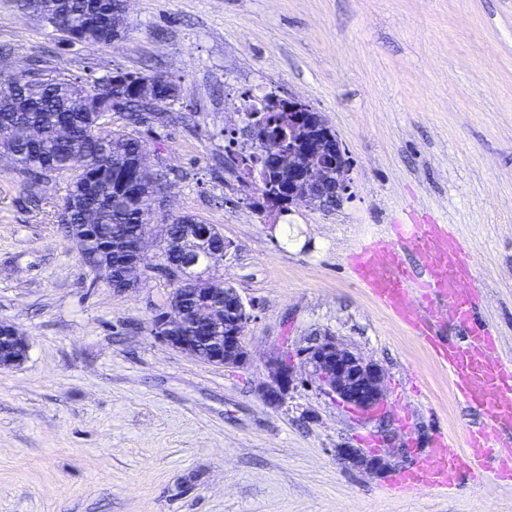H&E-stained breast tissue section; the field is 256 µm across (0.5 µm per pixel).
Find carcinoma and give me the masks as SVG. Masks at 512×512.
<instances>
[{
    "instance_id": "obj_1",
    "label": "carcinoma",
    "mask_w": 512,
    "mask_h": 512,
    "mask_svg": "<svg viewBox=\"0 0 512 512\" xmlns=\"http://www.w3.org/2000/svg\"><path fill=\"white\" fill-rule=\"evenodd\" d=\"M23 7L40 12L41 21L52 31L75 33L84 44L114 45L122 39L121 0H35L33 6L24 0ZM112 78L126 82L123 112L130 125L143 123L148 112L157 119L164 118L182 97L181 84L161 73L115 71ZM141 79L154 82L153 100H143L134 88ZM6 80L16 87V94L0 102V148L10 153L18 174L70 172L73 157H80L95 181L73 174L58 211L74 203L95 213L100 231L83 251L84 263L105 260L110 256L106 250L110 245L119 249L128 246L149 223L151 199L165 192L168 174L158 172L151 187L140 184L136 172L150 160L148 145L124 129L96 123L95 113L82 111L81 102L87 94L95 95L103 109L113 108L112 83L51 70L38 80L21 72L10 74ZM244 109L266 119L272 125L273 137L288 141V113L266 112L264 103L253 99L245 101ZM238 167L246 182L258 189L274 182L272 162L261 151L241 149Z\"/></svg>"
}]
</instances>
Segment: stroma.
Segmentation results:
<instances>
[{"instance_id":"1","label":"stroma","mask_w":512,"mask_h":512,"mask_svg":"<svg viewBox=\"0 0 512 512\" xmlns=\"http://www.w3.org/2000/svg\"><path fill=\"white\" fill-rule=\"evenodd\" d=\"M125 22L114 46H69L0 0V62L161 72L186 88L166 122L133 129L171 180L134 288L108 286L62 233L69 174L28 184L0 158V321L30 344L0 369V512H512V482L491 474L390 490L436 432L463 442L479 415L346 264L396 221L450 225L475 267L477 318L512 361V0H129ZM269 92L305 99L338 134L350 199L285 215L242 200L224 169L225 133L243 127L228 102ZM186 215L222 233L212 274L254 307L249 365L153 335L173 289L160 228ZM325 333L381 365L380 411L349 410L301 366L282 406L261 399L270 354ZM369 435L405 456L385 472L337 460Z\"/></svg>"}]
</instances>
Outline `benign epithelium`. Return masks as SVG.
Returning a JSON list of instances; mask_svg holds the SVG:
<instances>
[{"label":"benign epithelium","mask_w":512,"mask_h":512,"mask_svg":"<svg viewBox=\"0 0 512 512\" xmlns=\"http://www.w3.org/2000/svg\"><path fill=\"white\" fill-rule=\"evenodd\" d=\"M272 111L288 109V151L270 146L271 132L266 120L247 116L244 130L248 142L265 148L272 157L279 195L269 196L272 206L323 207L325 202H341L350 195L351 163L337 134L328 126L320 112L295 96L274 97ZM217 228L213 224H190L181 239L164 237L166 249L181 255L179 266L168 268L183 280L192 276L201 265L224 258L226 245L215 250L211 239ZM147 231H142L133 248L125 250L118 262L123 268L127 286L136 282L134 275L142 262ZM187 294L197 304L186 313L179 295ZM176 292L167 307L153 319V331L162 344L205 362L240 367L249 363L250 352L245 342V328L253 319L237 288L224 281V300L217 298V289L189 288ZM10 340L13 350L0 351V368L18 366L27 359L29 343L11 324L0 323V338ZM310 376L327 395L348 408L363 414L377 411L384 402L385 374L380 365L340 346L330 334L317 339L298 353ZM269 381L260 388V396L271 406L282 405L296 380L295 364L288 356L277 355L268 362ZM337 459L351 466H364L380 471L388 465L385 456L366 454L360 448H338Z\"/></svg>","instance_id":"1"}]
</instances>
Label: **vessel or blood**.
<instances>
[{
	"label": "vessel or blood",
	"instance_id": "1",
	"mask_svg": "<svg viewBox=\"0 0 512 512\" xmlns=\"http://www.w3.org/2000/svg\"><path fill=\"white\" fill-rule=\"evenodd\" d=\"M348 266L382 306L432 347L448 369L457 401L482 415L463 449L447 434H436L419 463L393 478L391 490L409 492L426 482L451 488L479 478L490 460L511 480L512 364L499 358L495 330L477 319L479 292L463 242L449 225L425 218L364 240ZM448 319L458 327L459 341L441 339Z\"/></svg>",
	"mask_w": 512,
	"mask_h": 512
}]
</instances>
